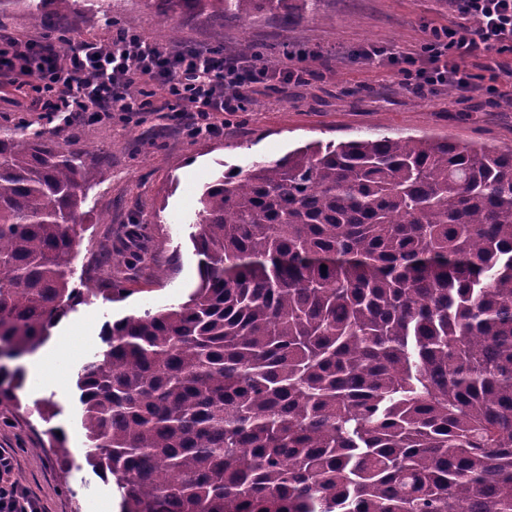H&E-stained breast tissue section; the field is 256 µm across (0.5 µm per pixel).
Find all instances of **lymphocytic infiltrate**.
I'll use <instances>...</instances> for the list:
<instances>
[{
    "instance_id": "f902f5d3",
    "label": "lymphocytic infiltrate",
    "mask_w": 512,
    "mask_h": 512,
    "mask_svg": "<svg viewBox=\"0 0 512 512\" xmlns=\"http://www.w3.org/2000/svg\"><path fill=\"white\" fill-rule=\"evenodd\" d=\"M474 25L472 36L453 26L428 30L420 52L386 54L359 50L367 61L385 59L414 94L440 88L472 93V60L494 61L512 46V0H449ZM314 52L287 53L278 62L208 46L176 47L136 29L117 30L110 40L87 37L57 48L45 37L0 32V79L13 91H34L42 111L65 125L111 119L113 113L161 112L191 134L220 137L222 112H240L258 86L277 82L280 91L304 81ZM15 458L0 449V512H41L40 502L14 477Z\"/></svg>"
}]
</instances>
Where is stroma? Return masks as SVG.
Listing matches in <instances>:
<instances>
[{
    "instance_id": "35a3bbf8",
    "label": "stroma",
    "mask_w": 512,
    "mask_h": 512,
    "mask_svg": "<svg viewBox=\"0 0 512 512\" xmlns=\"http://www.w3.org/2000/svg\"><path fill=\"white\" fill-rule=\"evenodd\" d=\"M130 16L145 36L169 40V29L159 22L150 0H110L106 14L96 0H83L79 12L65 21L67 39L107 38L113 25ZM175 22L183 46L206 44L234 52L246 40L272 61L285 48L321 50L328 59L314 64L306 82L290 87L287 94L271 85L259 87L246 111L224 113V134L218 138L191 135L159 112L57 125L28 110L11 88L0 85V126L24 118L46 139L81 153L97 171V183L81 206L75 270L85 268L89 253L116 239L122 225L133 223L147 225L152 248L166 270L159 279L156 266H147L131 278L123 298L93 297L76 306L52 328L46 342L55 348L65 337L67 348L51 360L39 385L19 390L21 411L0 404V448L14 454L17 477L43 512H120L115 481L102 480L85 461L89 443L81 426L77 373L100 348L105 322L185 301L197 285L192 237L199 230L198 198L217 172L276 159L314 141L430 136L460 145L512 148V102L490 105L444 90L425 100L401 85L389 67L352 55L367 44L390 53L418 51L427 27L460 24L448 0H319L314 16L293 26L274 11L242 20L182 13ZM46 401L56 405L49 423L37 411ZM50 425L65 432L68 464L39 448Z\"/></svg>"
}]
</instances>
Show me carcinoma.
<instances>
[{"instance_id":"1","label":"carcinoma","mask_w":512,"mask_h":512,"mask_svg":"<svg viewBox=\"0 0 512 512\" xmlns=\"http://www.w3.org/2000/svg\"><path fill=\"white\" fill-rule=\"evenodd\" d=\"M318 0H155L299 24ZM44 12L80 0H0ZM96 174L0 127V401L77 305L152 261L144 224L94 267L78 212ZM199 283L104 324L77 373L87 463L122 512H512V149L431 137L320 142L204 185ZM326 271H321V265ZM67 463L65 433L46 430Z\"/></svg>"}]
</instances>
